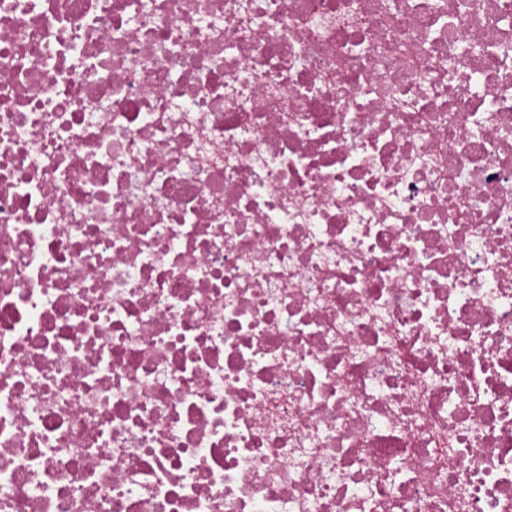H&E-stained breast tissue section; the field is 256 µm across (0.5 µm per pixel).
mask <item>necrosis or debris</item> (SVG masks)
<instances>
[{
    "mask_svg": "<svg viewBox=\"0 0 512 512\" xmlns=\"http://www.w3.org/2000/svg\"><path fill=\"white\" fill-rule=\"evenodd\" d=\"M0 512H512V0H0Z\"/></svg>",
    "mask_w": 512,
    "mask_h": 512,
    "instance_id": "1",
    "label": "necrosis or debris"
}]
</instances>
